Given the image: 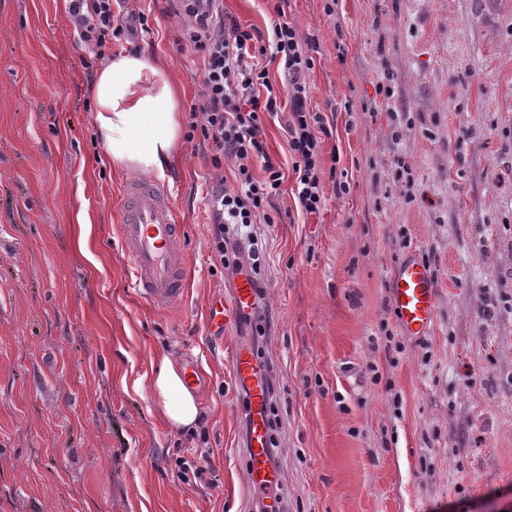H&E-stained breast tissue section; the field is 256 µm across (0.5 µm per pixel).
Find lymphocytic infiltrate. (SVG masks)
I'll return each mask as SVG.
<instances>
[{
	"label": "lymphocytic infiltrate",
	"mask_w": 512,
	"mask_h": 512,
	"mask_svg": "<svg viewBox=\"0 0 512 512\" xmlns=\"http://www.w3.org/2000/svg\"><path fill=\"white\" fill-rule=\"evenodd\" d=\"M114 0H67L65 10L80 43L94 60L105 61L113 43L129 39L136 30H148V18L137 25L116 19ZM188 19L182 36L202 57L203 92L189 112L188 129L208 144L214 168L232 160V179H218L208 190L213 209L209 228L213 261L222 273L232 275L243 258L228 236L232 224H253L264 217V205L278 194L284 180L281 168L268 159L261 138L265 116L288 108V149L295 158V197L301 211L320 212L323 192L319 132L321 113L307 107L305 76L314 61L312 45L303 40L293 23L281 20L267 31L242 26L224 15L220 0H179ZM281 60L288 89L287 103L268 90V73L261 59ZM262 176H255V169Z\"/></svg>",
	"instance_id": "1"
}]
</instances>
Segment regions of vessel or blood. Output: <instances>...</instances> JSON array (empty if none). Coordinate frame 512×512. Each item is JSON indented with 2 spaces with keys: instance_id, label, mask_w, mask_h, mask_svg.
Wrapping results in <instances>:
<instances>
[{
  "instance_id": "vessel-or-blood-1",
  "label": "vessel or blood",
  "mask_w": 512,
  "mask_h": 512,
  "mask_svg": "<svg viewBox=\"0 0 512 512\" xmlns=\"http://www.w3.org/2000/svg\"><path fill=\"white\" fill-rule=\"evenodd\" d=\"M124 260L132 271L130 286L155 308H167L186 293L188 272L182 261L183 227L177 224L172 191L152 177L125 182L118 212ZM255 277L243 270L234 280L229 297L213 299L209 323L227 329L248 313L255 298ZM395 310L403 331L410 336L427 333L433 322L437 285L428 267L415 259L402 261L392 278ZM234 383L246 389L248 420L244 449L248 490L266 494L281 484L269 462V390L259 371V357L246 343L236 342L227 356Z\"/></svg>"
}]
</instances>
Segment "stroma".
<instances>
[{"mask_svg": "<svg viewBox=\"0 0 512 512\" xmlns=\"http://www.w3.org/2000/svg\"><path fill=\"white\" fill-rule=\"evenodd\" d=\"M149 31L180 114L202 59L175 0H125ZM314 44L327 198L294 197L289 112L264 125L287 173L273 221L237 228L260 253L261 324L220 333L207 189L231 177L198 142L162 174L185 226V297L156 309L128 287L114 169L63 0H0V512H257L247 423L224 360L252 336L269 378L285 512H512V0H286ZM386 79L391 108L366 112ZM409 173L394 176L396 159ZM343 173L347 193L336 191ZM87 225L86 249L77 245ZM416 255L437 284L422 336L391 279ZM195 356L200 423L160 422L151 363ZM203 468L181 480L177 462Z\"/></svg>", "mask_w": 512, "mask_h": 512, "instance_id": "35a3bbf8", "label": "stroma"}]
</instances>
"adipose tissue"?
I'll use <instances>...</instances> for the list:
<instances>
[{
  "label": "adipose tissue",
  "instance_id": "adipose-tissue-1",
  "mask_svg": "<svg viewBox=\"0 0 512 512\" xmlns=\"http://www.w3.org/2000/svg\"><path fill=\"white\" fill-rule=\"evenodd\" d=\"M96 121L113 166L163 172L180 136L177 93L165 67L145 57L119 54L97 74L93 86ZM151 388L163 424H196V398L169 357L153 368Z\"/></svg>",
  "mask_w": 512,
  "mask_h": 512
}]
</instances>
